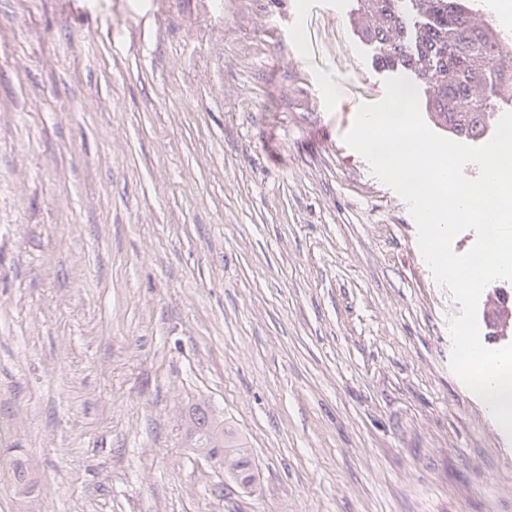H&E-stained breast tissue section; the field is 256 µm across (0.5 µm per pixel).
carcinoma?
Masks as SVG:
<instances>
[{"instance_id": "1", "label": "carcinoma", "mask_w": 512, "mask_h": 512, "mask_svg": "<svg viewBox=\"0 0 512 512\" xmlns=\"http://www.w3.org/2000/svg\"><path fill=\"white\" fill-rule=\"evenodd\" d=\"M477 0H360L356 22L384 67L399 70L423 93L426 111L451 133L477 139L512 105V53L505 33L490 24ZM189 447L206 448L224 462L241 492L256 475L249 449L206 405L186 415Z\"/></svg>"}]
</instances>
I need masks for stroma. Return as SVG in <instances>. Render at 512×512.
Instances as JSON below:
<instances>
[{
	"label": "stroma",
	"mask_w": 512,
	"mask_h": 512,
	"mask_svg": "<svg viewBox=\"0 0 512 512\" xmlns=\"http://www.w3.org/2000/svg\"><path fill=\"white\" fill-rule=\"evenodd\" d=\"M354 5L0 0V512H512L460 305L343 142L391 76ZM185 423L190 442L188 447L208 448L212 457L224 461V472L241 493L249 492L256 475L246 444L222 420H218L205 404L192 406Z\"/></svg>",
	"instance_id": "1"
}]
</instances>
